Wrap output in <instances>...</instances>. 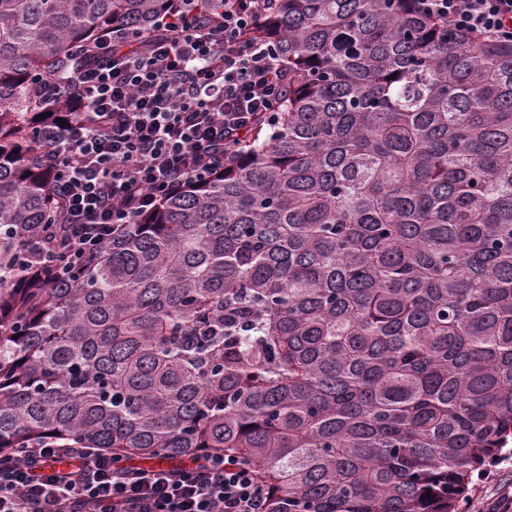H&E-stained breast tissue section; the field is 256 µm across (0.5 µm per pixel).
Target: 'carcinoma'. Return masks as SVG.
<instances>
[{
    "label": "carcinoma",
    "mask_w": 512,
    "mask_h": 512,
    "mask_svg": "<svg viewBox=\"0 0 512 512\" xmlns=\"http://www.w3.org/2000/svg\"><path fill=\"white\" fill-rule=\"evenodd\" d=\"M175 4L0 0V456L221 451L268 512H460L512 455V42L273 0L278 122L89 264L26 263L61 223L32 80Z\"/></svg>",
    "instance_id": "cac0c4a2"
}]
</instances>
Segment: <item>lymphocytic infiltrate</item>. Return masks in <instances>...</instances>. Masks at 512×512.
<instances>
[{
    "label": "lymphocytic infiltrate",
    "mask_w": 512,
    "mask_h": 512,
    "mask_svg": "<svg viewBox=\"0 0 512 512\" xmlns=\"http://www.w3.org/2000/svg\"><path fill=\"white\" fill-rule=\"evenodd\" d=\"M449 30L512 42V0H417ZM270 0L178 7L149 37L111 31L94 50L34 81L61 112L37 136L62 191L63 224L38 242L57 274L96 257L116 228L140 223L180 184L222 169L257 119L274 121L288 75L275 46L250 37ZM271 491L219 452L165 466L44 440L0 460V512H267Z\"/></svg>",
    "instance_id": "f902f5d3"
}]
</instances>
